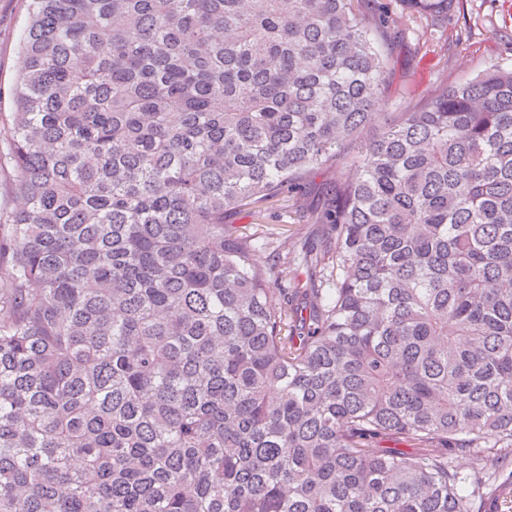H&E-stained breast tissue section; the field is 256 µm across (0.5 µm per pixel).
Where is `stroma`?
Listing matches in <instances>:
<instances>
[{
    "instance_id": "35a3bbf8",
    "label": "stroma",
    "mask_w": 512,
    "mask_h": 512,
    "mask_svg": "<svg viewBox=\"0 0 512 512\" xmlns=\"http://www.w3.org/2000/svg\"><path fill=\"white\" fill-rule=\"evenodd\" d=\"M27 5L28 0H0V141L13 110L12 86L23 66L19 43ZM388 53L392 73L386 112L380 117L384 123L390 113L426 101L440 83L473 77L493 64L512 65V0H458L448 19L407 20L390 38ZM346 174L339 165L262 209L232 211L225 220L227 232L251 245L258 265L271 267L279 253L321 242L328 235V226L313 223L312 216Z\"/></svg>"
}]
</instances>
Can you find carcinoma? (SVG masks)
<instances>
[{
  "mask_svg": "<svg viewBox=\"0 0 512 512\" xmlns=\"http://www.w3.org/2000/svg\"><path fill=\"white\" fill-rule=\"evenodd\" d=\"M354 2L29 0L0 512H502L512 66L379 128L388 35L456 0ZM336 165L330 236L276 274L224 234Z\"/></svg>",
  "mask_w": 512,
  "mask_h": 512,
  "instance_id": "obj_1",
  "label": "carcinoma"
}]
</instances>
